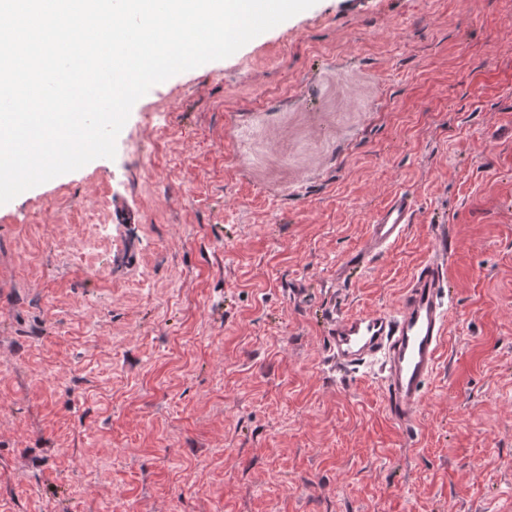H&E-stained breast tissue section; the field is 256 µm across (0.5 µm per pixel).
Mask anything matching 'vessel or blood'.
Segmentation results:
<instances>
[{
  "label": "vessel or blood",
  "instance_id": "1",
  "mask_svg": "<svg viewBox=\"0 0 512 512\" xmlns=\"http://www.w3.org/2000/svg\"><path fill=\"white\" fill-rule=\"evenodd\" d=\"M412 216V199L395 196L370 226L371 247L394 244ZM447 254V249H438L435 257L418 266L394 309L327 321L332 364L346 370L379 362L384 412L408 435L417 428L424 387L438 365L450 324L443 296Z\"/></svg>",
  "mask_w": 512,
  "mask_h": 512
}]
</instances>
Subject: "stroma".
<instances>
[{"label": "stroma", "mask_w": 512, "mask_h": 512, "mask_svg": "<svg viewBox=\"0 0 512 512\" xmlns=\"http://www.w3.org/2000/svg\"><path fill=\"white\" fill-rule=\"evenodd\" d=\"M439 225L410 443L325 319L393 309ZM0 512H512V0H318L0 205ZM413 201L406 195L395 196L370 224L369 243L373 248H385L394 244L411 224Z\"/></svg>", "instance_id": "obj_1"}]
</instances>
